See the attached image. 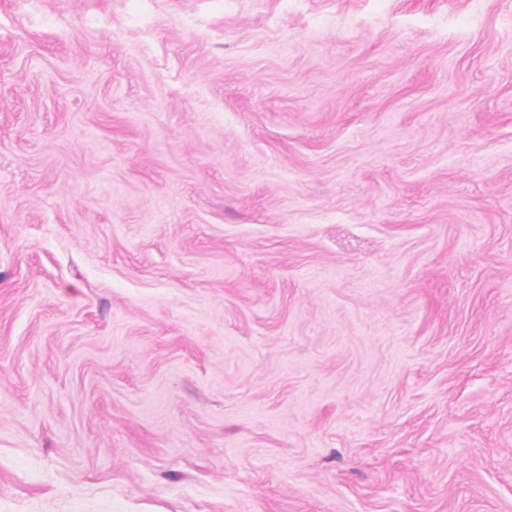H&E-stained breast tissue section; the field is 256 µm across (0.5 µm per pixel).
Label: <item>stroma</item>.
Returning <instances> with one entry per match:
<instances>
[{"instance_id": "stroma-1", "label": "stroma", "mask_w": 512, "mask_h": 512, "mask_svg": "<svg viewBox=\"0 0 512 512\" xmlns=\"http://www.w3.org/2000/svg\"><path fill=\"white\" fill-rule=\"evenodd\" d=\"M0 512H512V0H0Z\"/></svg>"}]
</instances>
